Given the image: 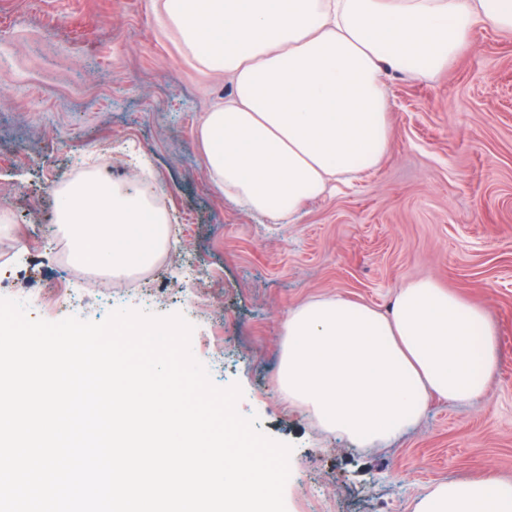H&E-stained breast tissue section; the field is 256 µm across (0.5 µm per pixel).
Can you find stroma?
I'll list each match as a JSON object with an SVG mask.
<instances>
[{
    "label": "stroma",
    "mask_w": 512,
    "mask_h": 512,
    "mask_svg": "<svg viewBox=\"0 0 512 512\" xmlns=\"http://www.w3.org/2000/svg\"><path fill=\"white\" fill-rule=\"evenodd\" d=\"M177 44L161 0H0V297L50 322L182 315L212 383L240 385L238 412L292 445L286 512H413L436 483L512 479V35L479 27L434 77L389 74L382 162L280 220L212 185L197 130L234 87ZM92 173L158 189L170 239L138 286L74 266L55 223L56 191ZM422 278L484 308L485 396L432 399L372 448L322 433L277 385L289 309L385 313Z\"/></svg>",
    "instance_id": "stroma-1"
}]
</instances>
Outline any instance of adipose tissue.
I'll use <instances>...</instances> for the list:
<instances>
[{"label": "adipose tissue", "mask_w": 512, "mask_h": 512, "mask_svg": "<svg viewBox=\"0 0 512 512\" xmlns=\"http://www.w3.org/2000/svg\"><path fill=\"white\" fill-rule=\"evenodd\" d=\"M162 11L187 54L223 61L233 80L198 129L214 187L272 218L381 162L387 71L430 78L475 27L512 32V0H164ZM56 208L77 266L116 280L150 266L168 241L145 192L99 174L60 190ZM282 334L289 402L360 445L402 433L431 396L479 398L498 362L484 310L430 280L401 288L387 315L310 300L289 309ZM414 512H512V481L490 472L440 483Z\"/></svg>", "instance_id": "adipose-tissue-1"}]
</instances>
